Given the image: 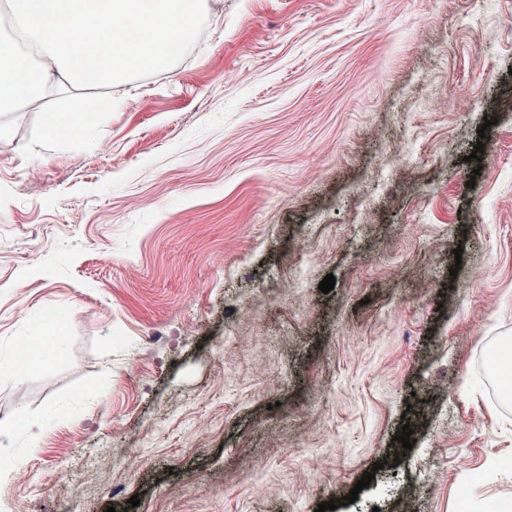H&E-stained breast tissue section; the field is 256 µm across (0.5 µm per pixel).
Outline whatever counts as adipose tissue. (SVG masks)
Listing matches in <instances>:
<instances>
[{"mask_svg":"<svg viewBox=\"0 0 512 512\" xmlns=\"http://www.w3.org/2000/svg\"><path fill=\"white\" fill-rule=\"evenodd\" d=\"M207 0H0V136L14 115L83 90L86 54L98 84L164 68L194 39Z\"/></svg>","mask_w":512,"mask_h":512,"instance_id":"1","label":"adipose tissue"}]
</instances>
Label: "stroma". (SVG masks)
<instances>
[{"label":"stroma","instance_id":"obj_1","mask_svg":"<svg viewBox=\"0 0 512 512\" xmlns=\"http://www.w3.org/2000/svg\"><path fill=\"white\" fill-rule=\"evenodd\" d=\"M88 94L67 147L70 93L0 137V363L62 341L0 376L7 512L512 500V0H209ZM86 112H104V109L98 99L86 97L84 99L83 107L80 109L64 113H46L47 119L45 121V131L48 140L61 144L72 140L74 137H80L86 134L91 129V125L85 121ZM55 115H61L65 118V127L74 131V134L71 137L64 138L68 135H65L61 131V127L57 126L56 121L53 118ZM39 343L35 345L34 350L27 354L21 365L18 359L6 369V373L16 381H21L27 370L36 364H40L43 360L54 358L58 353V338L57 336L51 338L37 337Z\"/></svg>","mask_w":512,"mask_h":512}]
</instances>
